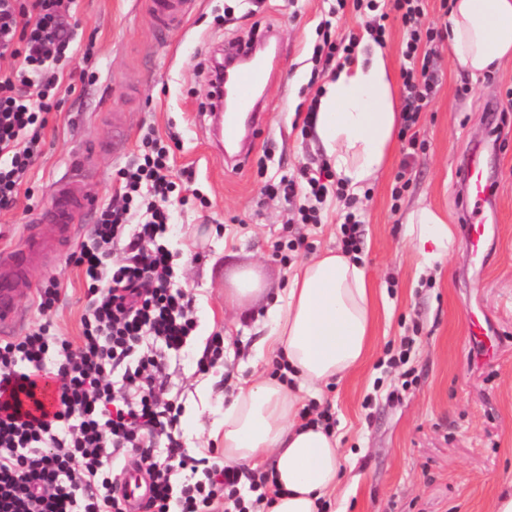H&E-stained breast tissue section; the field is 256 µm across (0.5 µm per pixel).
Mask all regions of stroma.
Segmentation results:
<instances>
[{"label":"stroma","mask_w":512,"mask_h":512,"mask_svg":"<svg viewBox=\"0 0 512 512\" xmlns=\"http://www.w3.org/2000/svg\"><path fill=\"white\" fill-rule=\"evenodd\" d=\"M332 0H196L185 24L158 31L150 0H78L62 17L73 37L74 72L91 83L61 91L45 129L43 154L23 182L13 209L0 212V248L16 243L33 223L51 186L71 178L92 151L85 189L100 205L119 203V169L137 155L147 131L177 137L171 160L182 185L167 234L176 253L178 284L195 299L197 331L185 352L169 354L163 382L181 404L184 448L200 457L223 456L216 432L224 405L255 371L275 366L257 359L266 310L308 257L337 249L347 213L328 193L322 221L303 224L305 194L292 201L261 193L265 177L305 183L326 167L318 142L297 120L309 107L316 28ZM280 41L281 67L265 92L263 123L242 166L224 161L209 127V61L225 43H247L264 31ZM92 56H85L86 47ZM442 76L416 126L419 148L397 140L386 170L356 203L359 256L367 270L374 317L363 364L323 387L309 408L330 410L347 458L327 512H494L512 484V65L472 80L454 71L448 43L432 46ZM487 142L485 161L497 210L489 226L491 251L473 263L464 231L465 207L456 175L464 148ZM445 211L454 234L446 264L416 266L405 220L418 202ZM302 240L283 263L277 240ZM243 265L258 266L268 284L248 316L224 307V283ZM61 287L51 319L55 333L78 341L87 304L79 270L50 256L32 268L33 289L49 279ZM485 319L498 338L483 352L468 334L470 314ZM228 343L223 361L197 366L212 334ZM407 350L410 377L388 359Z\"/></svg>","instance_id":"stroma-1"}]
</instances>
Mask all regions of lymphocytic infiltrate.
<instances>
[{"label":"lymphocytic infiltrate","mask_w":512,"mask_h":512,"mask_svg":"<svg viewBox=\"0 0 512 512\" xmlns=\"http://www.w3.org/2000/svg\"><path fill=\"white\" fill-rule=\"evenodd\" d=\"M76 0H0V212L11 210L27 172L42 153L45 129L64 69L74 56L61 11ZM371 11L365 32L384 44L396 17L402 48L403 132L413 130L435 94L440 75L432 45L444 36L425 23V0H336ZM313 61L341 63L359 44L356 34L317 27ZM143 151L120 170L121 203L102 208L93 245L68 257L83 274L88 305L79 345L52 333L60 300L56 281L39 292L45 320L25 336L0 340V512H128L112 479L120 458L136 456L151 478L148 512H255L267 496L265 475L185 453L175 432L181 408L165 399L162 355L181 353L197 328L192 297L174 283L173 253L165 243L177 184L170 148L147 136ZM55 385V409L45 412L40 380ZM84 500H77V490Z\"/></svg>","instance_id":"1"}]
</instances>
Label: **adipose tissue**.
<instances>
[{
    "instance_id": "obj_1",
    "label": "adipose tissue",
    "mask_w": 512,
    "mask_h": 512,
    "mask_svg": "<svg viewBox=\"0 0 512 512\" xmlns=\"http://www.w3.org/2000/svg\"><path fill=\"white\" fill-rule=\"evenodd\" d=\"M447 39L454 68L471 78L512 63V0H451ZM399 123L387 50L358 45L324 84L313 126L348 193L362 194L379 178ZM406 225L419 268L444 263L454 243L446 215L421 202ZM267 317L262 344L287 365L286 377L260 375L238 386L224 408V461L271 460L278 492L262 512H322L340 483L342 454L334 433L300 413L367 356L373 309L366 270L340 250L302 262Z\"/></svg>"
}]
</instances>
